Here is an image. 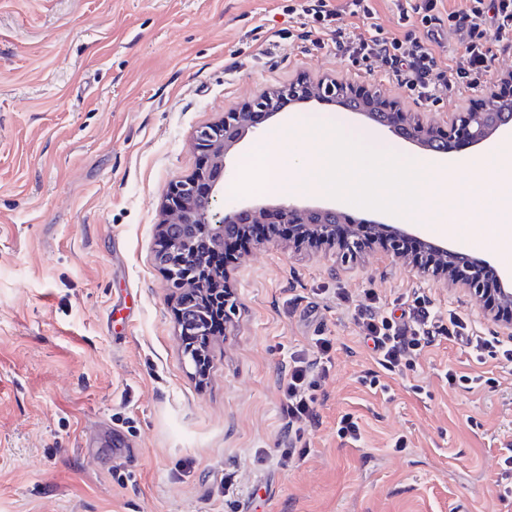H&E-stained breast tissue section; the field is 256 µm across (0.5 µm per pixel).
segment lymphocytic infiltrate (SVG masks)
<instances>
[{"mask_svg": "<svg viewBox=\"0 0 512 512\" xmlns=\"http://www.w3.org/2000/svg\"><path fill=\"white\" fill-rule=\"evenodd\" d=\"M302 11L318 21L320 32L331 36L342 58L365 63L370 70L380 69L411 94L429 98L439 97L451 85L464 90L477 87L492 73L495 47L512 48V0H464L462 8L444 17L439 14L438 0H399L397 24L406 30L401 38L383 36L375 24L368 34H353L337 25L339 13L328 8L326 0H305ZM447 31L466 32L467 38L455 65L442 68L434 47ZM355 311L379 366L378 371L365 376L366 384L373 388L380 385L379 370L414 369L417 356L441 339L460 341L479 356L489 353L512 362V339L480 335L467 320L454 313L442 314L420 298L414 299L407 315L397 320L378 314L368 305L356 306ZM313 346L310 352H292L279 379L281 416L292 462L310 452L307 432L319 421L314 388L334 366L330 338L315 337Z\"/></svg>", "mask_w": 512, "mask_h": 512, "instance_id": "1", "label": "lymphocytic infiltrate"}]
</instances>
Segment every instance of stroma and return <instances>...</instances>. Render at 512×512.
<instances>
[{
	"label": "stroma",
	"instance_id": "obj_1",
	"mask_svg": "<svg viewBox=\"0 0 512 512\" xmlns=\"http://www.w3.org/2000/svg\"><path fill=\"white\" fill-rule=\"evenodd\" d=\"M301 2L0 0V512H512L496 486L512 443V364L444 341L385 376L387 394L360 381L376 363L356 305L387 316L421 295L502 333L479 301L409 259L376 244L349 261L251 244L228 271L237 311L210 343L207 379L184 356L157 254L167 190L199 163L197 130L299 81L349 82L437 121L483 96L452 88L430 102L367 74L333 43L314 46ZM291 112L421 153L340 106ZM287 125L263 122L228 153L218 206L233 203L254 143ZM469 213L420 230L512 270V247L484 236L491 202ZM320 334L335 365L315 390L310 453L291 464L278 378ZM451 369L489 382L450 386ZM345 414L359 444L337 435Z\"/></svg>",
	"mask_w": 512,
	"mask_h": 512
}]
</instances>
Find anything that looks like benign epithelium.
Instances as JSON below:
<instances>
[{
  "label": "benign epithelium",
  "instance_id": "1",
  "mask_svg": "<svg viewBox=\"0 0 512 512\" xmlns=\"http://www.w3.org/2000/svg\"><path fill=\"white\" fill-rule=\"evenodd\" d=\"M308 98L339 99L348 104L357 99V92L350 83L334 81L315 85L291 84L246 102L237 112L224 113V120L196 132L194 140L200 164L193 174L173 183L166 193L161 253H166L179 235L186 255L196 253L200 240L222 250L224 242L243 232L247 225L262 220L269 209L256 203L239 204L222 213L216 211V191L223 183L225 159L260 121L282 114L286 100ZM501 101L503 96L491 89L484 100L469 111L453 113L445 127L438 122L409 121L396 102L375 94L368 97L361 115L404 139L448 154L461 144H484L499 130L511 127L512 115L509 113L502 114L494 122L485 121L487 107ZM274 214L275 223L288 225V241L293 244L306 242L319 247H335L348 258L356 257L374 242L381 243L388 252L399 257L402 240L407 237L417 239L421 248L411 257L413 265L425 273L447 278L451 284L469 290L475 298L488 301L486 314L494 319L507 315L503 326L506 335L512 334V273L499 269L487 257L421 237L407 224H373L371 228L378 234L367 235L363 230L365 223H355L348 214L334 207L281 204L274 207ZM212 278L214 274L204 267L187 264L180 274L174 270L168 272L166 283L167 287L180 292L191 283ZM214 308L215 301L205 299L193 315L177 311L180 334L200 326Z\"/></svg>",
  "mask_w": 512,
  "mask_h": 512
}]
</instances>
